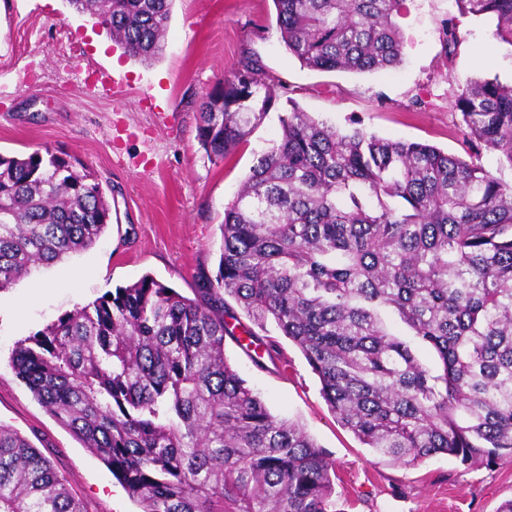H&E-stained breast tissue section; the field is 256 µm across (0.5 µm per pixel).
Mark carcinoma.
Returning <instances> with one entry per match:
<instances>
[{
  "mask_svg": "<svg viewBox=\"0 0 512 512\" xmlns=\"http://www.w3.org/2000/svg\"><path fill=\"white\" fill-rule=\"evenodd\" d=\"M404 0H273L301 66L365 73L401 62ZM128 55L163 50L172 0H68ZM512 52V0H455ZM458 20L443 41L459 45ZM275 95L258 58L201 97L214 162ZM464 141L512 168V84L471 79ZM282 135L224 206L216 269L194 297L144 275L16 342L37 401L140 512H335V465L229 363L232 299L274 359L275 326L303 354L337 421L404 467L512 458V185L418 142L339 130L292 105ZM110 219L94 171L61 151L0 154V291L90 249ZM401 323L406 332L391 330ZM421 347L433 364L422 362ZM0 512H84L67 480L0 424Z\"/></svg>",
  "mask_w": 512,
  "mask_h": 512,
  "instance_id": "cac0c4a2",
  "label": "carcinoma"
}]
</instances>
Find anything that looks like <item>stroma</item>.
Instances as JSON below:
<instances>
[{
  "label": "stroma",
  "mask_w": 512,
  "mask_h": 512,
  "mask_svg": "<svg viewBox=\"0 0 512 512\" xmlns=\"http://www.w3.org/2000/svg\"><path fill=\"white\" fill-rule=\"evenodd\" d=\"M453 0H405L398 67L369 73L303 68L283 47L273 0H174L161 55L129 58L67 0H0V153L45 147L97 175L110 223L89 250L0 292V423L25 436L65 476L84 512H139L107 466L15 376V343L75 307L143 275L192 296L214 269L224 205L259 153L282 135L291 103L339 129L361 123L391 140L421 142L477 163L512 184L494 153L464 143L457 91L476 76L512 81V55L491 29L461 18L447 55L442 25ZM259 58L275 104L247 141L211 162L197 139L202 95ZM284 362L255 364L235 342L226 355L273 414L299 421L335 463L338 512H497L512 498V461L468 466L437 455L390 464L343 428L301 352L280 338Z\"/></svg>",
  "instance_id": "1"
}]
</instances>
